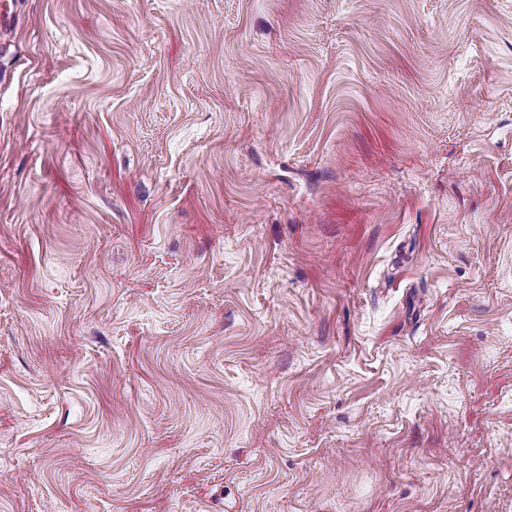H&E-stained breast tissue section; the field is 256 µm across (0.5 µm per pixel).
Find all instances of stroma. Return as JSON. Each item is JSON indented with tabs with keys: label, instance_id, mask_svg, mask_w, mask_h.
I'll return each instance as SVG.
<instances>
[{
	"label": "stroma",
	"instance_id": "1",
	"mask_svg": "<svg viewBox=\"0 0 512 512\" xmlns=\"http://www.w3.org/2000/svg\"><path fill=\"white\" fill-rule=\"evenodd\" d=\"M0 512H512V0H0Z\"/></svg>",
	"mask_w": 512,
	"mask_h": 512
}]
</instances>
